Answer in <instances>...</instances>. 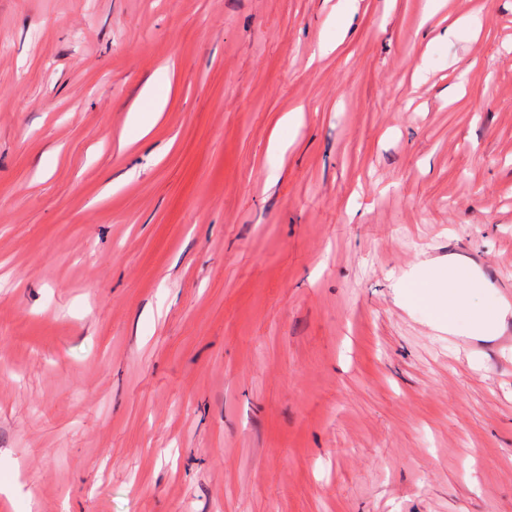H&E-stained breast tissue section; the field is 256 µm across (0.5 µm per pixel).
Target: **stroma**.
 <instances>
[{
    "label": "stroma",
    "mask_w": 512,
    "mask_h": 512,
    "mask_svg": "<svg viewBox=\"0 0 512 512\" xmlns=\"http://www.w3.org/2000/svg\"><path fill=\"white\" fill-rule=\"evenodd\" d=\"M337 2L0 0V512H512V0ZM141 99L147 100L153 112H141L138 109L129 112L128 114V124L129 126H134L142 132V135H145L149 131V127L151 125V121L154 118L152 115L144 114V113H155L161 112L165 106V101L160 98H156L154 96V83L148 82L142 90ZM424 288L429 289L420 293L422 299L433 296L440 299L443 308L439 314L447 323L443 322L437 328L440 331L447 329L448 334L496 336L511 311L507 303L492 305L475 302L479 296L478 288H491V285L477 271L462 270L450 257L448 265L438 264L434 267L424 282Z\"/></svg>",
    "instance_id": "stroma-1"
}]
</instances>
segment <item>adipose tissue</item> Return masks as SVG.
Here are the masks:
<instances>
[{"instance_id": "ef3b65f1", "label": "adipose tissue", "mask_w": 512, "mask_h": 512, "mask_svg": "<svg viewBox=\"0 0 512 512\" xmlns=\"http://www.w3.org/2000/svg\"><path fill=\"white\" fill-rule=\"evenodd\" d=\"M487 282L477 271L462 270L456 262L436 265L425 281L422 299L438 297L441 316L446 321L448 333L466 336L491 337L512 315V305L499 302H478L480 288Z\"/></svg>"}]
</instances>
